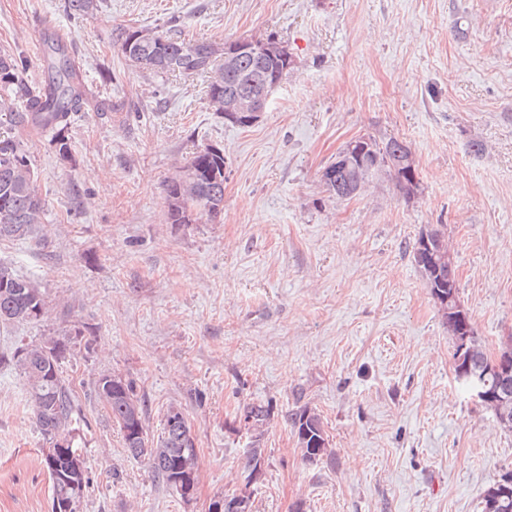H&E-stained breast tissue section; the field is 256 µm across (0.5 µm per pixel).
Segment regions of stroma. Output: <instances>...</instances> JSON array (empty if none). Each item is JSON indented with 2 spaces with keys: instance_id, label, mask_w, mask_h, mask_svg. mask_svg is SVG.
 I'll use <instances>...</instances> for the list:
<instances>
[{
  "instance_id": "1",
  "label": "stroma",
  "mask_w": 512,
  "mask_h": 512,
  "mask_svg": "<svg viewBox=\"0 0 512 512\" xmlns=\"http://www.w3.org/2000/svg\"><path fill=\"white\" fill-rule=\"evenodd\" d=\"M62 34L88 98L72 162L30 146L46 212L0 261L35 280L36 320L0 352L87 326L62 364L87 461L82 512H208L239 492V403L269 401L253 512H481L512 471V430L456 380L454 343L409 250L446 227L459 298L487 354L512 345V0H0V50L47 78L38 24ZM126 29L215 46L274 36L295 65L261 119L217 114L203 76L143 72ZM405 140L420 190L380 179L328 197L324 168L358 136ZM484 144L474 154L471 142ZM224 151V213L166 222L163 184L198 146ZM132 380L149 435L169 406L196 436L191 500L128 456L95 393ZM317 413L331 455L306 461L288 413ZM47 443L14 365H0V512H51Z\"/></svg>"
}]
</instances>
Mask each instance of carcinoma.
Returning <instances> with one entry per match:
<instances>
[{
  "label": "carcinoma",
  "mask_w": 512,
  "mask_h": 512,
  "mask_svg": "<svg viewBox=\"0 0 512 512\" xmlns=\"http://www.w3.org/2000/svg\"><path fill=\"white\" fill-rule=\"evenodd\" d=\"M68 10L88 15L101 8L99 0H67ZM145 30H126L120 34L121 49L140 69L155 74L178 73L183 76L209 75L208 98L214 111L223 114L224 98L243 91L260 92L279 84L293 68L294 59L287 46L283 58L273 61L256 46L231 69L217 62L218 50L206 41H192L169 36L162 31L144 36ZM54 57L48 81L26 86L21 72L26 58L8 50L0 51V117L14 133L0 136V240H21L33 235L44 215L46 200L31 182L32 161L24 146L23 135H48L61 160H73L68 131L74 116L81 111L84 91L77 81V71L59 43L47 46ZM363 144L374 149L380 159L411 152L406 141L390 137L379 142L364 138ZM333 177L322 179L325 191L338 200L354 197L352 172L332 162L324 168ZM406 200L420 188L417 169L403 167L385 170ZM164 198L169 224H194L202 218L217 219L224 211V153L207 144L192 153L181 173L166 181ZM413 259L430 288L434 300L448 298V289L458 290L456 271L448 266V245L442 229L421 233L412 247ZM46 305L45 296L35 282L18 276L0 263V325L14 326L38 318ZM80 328L61 338H52L53 354L44 355V345H27L0 355V364L14 363L23 374L33 406L37 427L53 448L44 456V465L52 483V502L66 504L70 512H81L87 468L81 454L57 447L60 440H74L73 393L62 376L61 365L73 347L81 344ZM97 393L119 428L124 448L134 458L146 462L163 484L178 489L195 490L197 461L195 437L184 412L175 406L167 409L160 435L149 439L145 429L146 406L133 383L119 375L104 374L97 381ZM269 402H243L238 418L250 421L251 434L241 468L264 457L262 442L273 416ZM303 457L327 454L326 433L317 414L302 406L288 414Z\"/></svg>",
  "instance_id": "obj_1"
}]
</instances>
